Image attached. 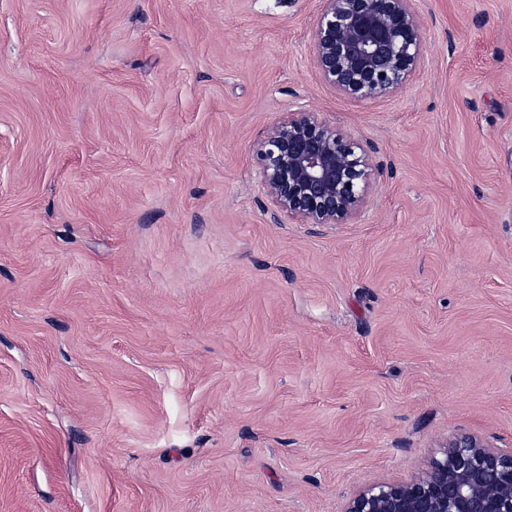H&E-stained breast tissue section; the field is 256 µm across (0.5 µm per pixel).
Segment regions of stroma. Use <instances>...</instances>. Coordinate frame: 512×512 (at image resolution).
<instances>
[{
  "label": "stroma",
  "mask_w": 512,
  "mask_h": 512,
  "mask_svg": "<svg viewBox=\"0 0 512 512\" xmlns=\"http://www.w3.org/2000/svg\"><path fill=\"white\" fill-rule=\"evenodd\" d=\"M320 0H0V512H343L471 433L512 449V0H416L390 97ZM308 110L382 168L270 221ZM311 37L314 64L338 92L357 100L395 93L422 56L415 0H322Z\"/></svg>",
  "instance_id": "1"
}]
</instances>
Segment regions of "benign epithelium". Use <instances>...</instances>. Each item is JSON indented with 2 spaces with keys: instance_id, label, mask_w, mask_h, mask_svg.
Returning a JSON list of instances; mask_svg holds the SVG:
<instances>
[{
  "instance_id": "benign-epithelium-1",
  "label": "benign epithelium",
  "mask_w": 512,
  "mask_h": 512,
  "mask_svg": "<svg viewBox=\"0 0 512 512\" xmlns=\"http://www.w3.org/2000/svg\"><path fill=\"white\" fill-rule=\"evenodd\" d=\"M415 0H322L311 37L314 64L338 92L357 100L395 93L422 56ZM270 220L343 224L375 180L371 149L318 113L290 112L256 148ZM343 512H512V451L472 434L448 440L422 477L372 484Z\"/></svg>"
}]
</instances>
